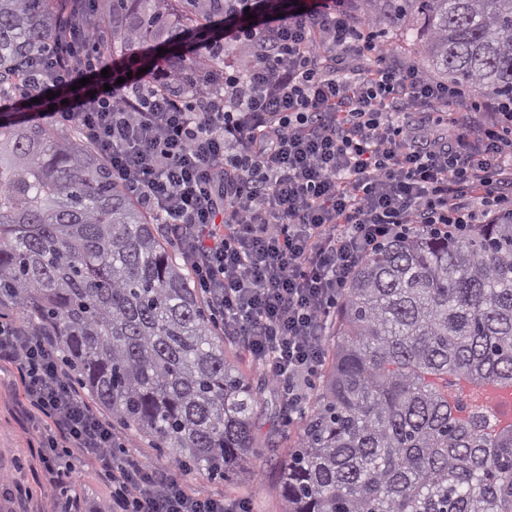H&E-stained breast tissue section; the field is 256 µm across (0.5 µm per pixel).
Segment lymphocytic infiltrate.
I'll return each instance as SVG.
<instances>
[{
    "instance_id": "obj_1",
    "label": "lymphocytic infiltrate",
    "mask_w": 512,
    "mask_h": 512,
    "mask_svg": "<svg viewBox=\"0 0 512 512\" xmlns=\"http://www.w3.org/2000/svg\"><path fill=\"white\" fill-rule=\"evenodd\" d=\"M216 33L238 62L215 93L179 61L195 99L150 83L133 60L102 70L90 30L66 26L29 72L36 117L80 126L206 289L225 331L244 333L297 403L324 357L322 322L360 259L403 227L494 224L512 213V125L412 63L387 61L349 0H234ZM30 406L60 444L111 476L112 512H224L168 472L117 455L46 337L0 329Z\"/></svg>"
}]
</instances>
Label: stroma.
<instances>
[{
    "instance_id": "1",
    "label": "stroma",
    "mask_w": 512,
    "mask_h": 512,
    "mask_svg": "<svg viewBox=\"0 0 512 512\" xmlns=\"http://www.w3.org/2000/svg\"><path fill=\"white\" fill-rule=\"evenodd\" d=\"M24 387L14 368L0 367V512H56L57 489L50 486L37 455L38 432L46 419L37 414L25 417ZM103 422L111 423L115 444L122 456L155 468L173 469L167 452L153 448L148 439L127 427L112 424L105 410H98ZM260 446L249 453L244 464L254 474L243 483L234 476L219 479L195 471L178 473L188 494L223 500L234 512L248 504L251 512H283L277 469L280 461L299 443L297 419L268 417L262 420ZM70 461L73 478L69 494L79 501V512H112V482L100 475L93 456L73 450Z\"/></svg>"
}]
</instances>
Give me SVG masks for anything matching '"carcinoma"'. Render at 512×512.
Wrapping results in <instances>:
<instances>
[{"label":"carcinoma","mask_w":512,"mask_h":512,"mask_svg":"<svg viewBox=\"0 0 512 512\" xmlns=\"http://www.w3.org/2000/svg\"><path fill=\"white\" fill-rule=\"evenodd\" d=\"M93 0L94 54L175 52L224 0ZM419 67L512 114V0H359ZM63 0H0V98L62 34ZM185 64L224 77V47ZM76 126L0 121V321L52 337L66 376L182 469L232 473L267 404L208 297ZM336 343L284 461L285 512H512V220L404 231L366 253L330 321ZM465 380L468 388L460 386Z\"/></svg>","instance_id":"1"}]
</instances>
